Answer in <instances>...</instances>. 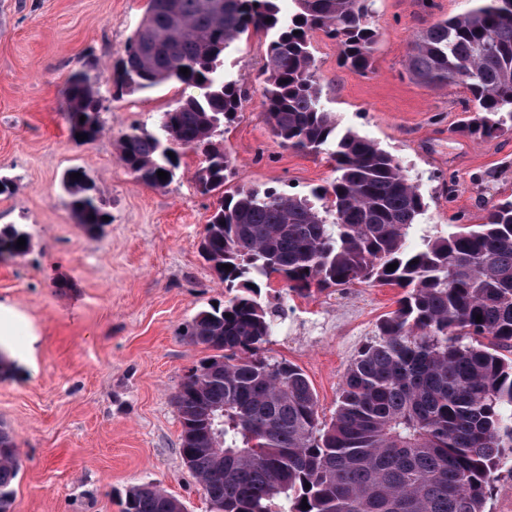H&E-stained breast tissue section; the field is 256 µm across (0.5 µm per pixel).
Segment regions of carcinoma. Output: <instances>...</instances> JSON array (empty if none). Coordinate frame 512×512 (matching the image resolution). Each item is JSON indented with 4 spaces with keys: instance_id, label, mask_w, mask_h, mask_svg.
<instances>
[{
    "instance_id": "carcinoma-1",
    "label": "carcinoma",
    "mask_w": 512,
    "mask_h": 512,
    "mask_svg": "<svg viewBox=\"0 0 512 512\" xmlns=\"http://www.w3.org/2000/svg\"><path fill=\"white\" fill-rule=\"evenodd\" d=\"M213 2L148 0L112 73L115 97L183 86L152 128L118 140L134 180L164 189L192 152L203 156L199 192L220 193L200 251L230 297L187 324L189 342L212 354L173 395L180 453L210 512H486L497 472L512 463V196L490 202L484 223L408 248L424 195L393 154L338 128L312 53L321 31L347 67L367 72L378 44L373 0H291L286 14L281 0ZM469 2L416 35L406 69L427 86L465 87L464 132L485 140L512 132V0ZM251 31L270 35L260 85L272 134L333 164V180L309 196L256 186L224 192L235 170L224 124L248 97L242 80L224 77V53ZM62 96L71 137L83 116L85 142L96 140L104 129L97 68L73 72ZM74 172L63 178L67 206L93 235L108 212L95 182ZM30 247L23 226H0V260ZM274 275L302 297L365 282L403 289L348 367L328 423L304 372L262 353L282 317L262 293ZM19 469L13 436L0 425V512H11ZM124 512L184 506L142 484L126 492Z\"/></svg>"
}]
</instances>
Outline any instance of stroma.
<instances>
[{
  "label": "stroma",
  "mask_w": 512,
  "mask_h": 512,
  "mask_svg": "<svg viewBox=\"0 0 512 512\" xmlns=\"http://www.w3.org/2000/svg\"><path fill=\"white\" fill-rule=\"evenodd\" d=\"M146 0H0V176L17 192L0 196V225L22 224L32 248L0 260V423L20 458L13 512H123L125 492L154 483L185 512H208L204 492L179 452L172 396L205 355L184 334L198 310L223 302L221 282L199 252L214 198L200 194L201 158L183 157L163 190L136 182L117 159L131 126H152L179 97L175 85L106 98L105 131L79 145L62 112L72 72L95 62L102 78L144 15ZM467 0H376L379 33L370 71L343 65L334 40L312 38L323 102L343 129L367 135L416 178L428 204L410 232L418 244L482 223L491 198L512 195V133L463 136L465 88L434 89L405 69L408 44L433 22L463 13ZM269 38L252 33L224 56V74L256 76ZM249 89L224 126L235 160L233 185L300 195L326 184V159L283 148ZM83 170L101 192L111 224L87 234L65 205L61 178ZM400 288L358 284L310 298L272 278L270 301L284 311L264 352L302 369L331 419L352 360L396 308Z\"/></svg>",
  "instance_id": "35a3bbf8"
}]
</instances>
